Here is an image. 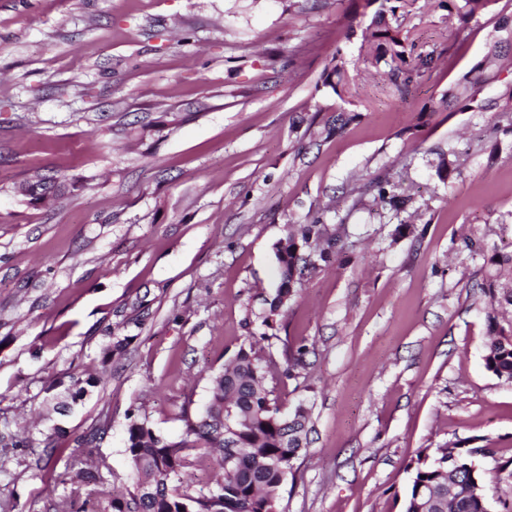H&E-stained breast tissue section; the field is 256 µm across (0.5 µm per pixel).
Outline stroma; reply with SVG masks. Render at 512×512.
Segmentation results:
<instances>
[{
  "label": "stroma",
  "mask_w": 512,
  "mask_h": 512,
  "mask_svg": "<svg viewBox=\"0 0 512 512\" xmlns=\"http://www.w3.org/2000/svg\"><path fill=\"white\" fill-rule=\"evenodd\" d=\"M359 0H0V434L58 428L56 451L0 447V500L56 512L54 475L101 414L115 493L130 483L126 413L180 434L209 375L264 331L279 283L273 246L320 211L347 235L277 317L263 354L281 411L305 403L306 454L279 512H403L418 456L491 439L512 457V382L484 365L488 258L512 252V132L496 110L421 114L474 73L512 0L464 26L438 0H400L415 52L445 64L400 94L374 46L345 40ZM293 50L294 59L285 57ZM341 94L323 84L334 54ZM357 121L330 140L312 123ZM461 151L447 179L437 149ZM76 183L31 205L33 174ZM408 211L371 208L375 175ZM479 246L470 253L465 237ZM128 337L104 389L68 416L49 385L97 368Z\"/></svg>",
  "instance_id": "35a3bbf8"
}]
</instances>
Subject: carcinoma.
<instances>
[{
  "label": "carcinoma",
  "mask_w": 512,
  "mask_h": 512,
  "mask_svg": "<svg viewBox=\"0 0 512 512\" xmlns=\"http://www.w3.org/2000/svg\"><path fill=\"white\" fill-rule=\"evenodd\" d=\"M396 0H363V10L373 9L370 23L361 29L366 43L381 49L386 44L399 45L389 18L396 15ZM495 0H440L439 7L458 17L462 26L487 11ZM401 65L390 68L391 83L405 93L426 73L440 66L441 57L432 53L407 57L396 53ZM485 79L467 78L448 87L440 100L445 107L463 105L482 108L478 97ZM356 119V114L341 112L326 120L317 130L327 141ZM373 202L401 212L411 198L397 191V185L386 177L371 181ZM50 186L40 178L27 182L26 195L34 203L45 201ZM342 229L329 232L321 216L315 215L306 224L288 232V239L275 245V258L280 274V287L268 302L265 326H273V317L288 306L296 289L316 269L336 260L333 241ZM497 266L488 288L498 287L506 279L507 293L502 302L512 306V253L495 254L490 258ZM488 341L484 350L487 370L512 382V322L502 323L496 301L487 311ZM303 366V352L288 357L286 368L262 358L253 345H241L229 364L210 376V395L206 406L196 417L184 416L185 430L177 438L170 437L151 424L147 413L137 409L127 415L125 452L134 477L131 488L120 497H113L104 512H272L277 508L278 491L292 473L297 460L307 448L309 415L303 406L283 414L273 398L268 380L281 373L298 378L297 368ZM103 383V373L91 372L71 378L68 388L72 402L86 397ZM231 416L236 429L237 454L224 450V417ZM111 428V418L104 416L88 433L76 440L77 451L69 459L64 474L56 480L69 486L59 505V512H72L77 503L88 504L83 489L92 484L94 493L109 497V482L104 472L110 471L107 461L96 452L97 443ZM44 445V451H55L53 435L34 427L12 441L15 448ZM202 450L216 461L219 477L206 492L191 493L184 488L188 471L194 466L190 451ZM492 456L489 439L472 446L470 441H457L440 449L429 458H417L403 501V512H491L493 505L500 512H512V501L496 497L491 500L498 475L512 470V457L500 460L490 471L480 468L478 454ZM454 459L448 464V459Z\"/></svg>",
  "instance_id": "obj_1"
}]
</instances>
